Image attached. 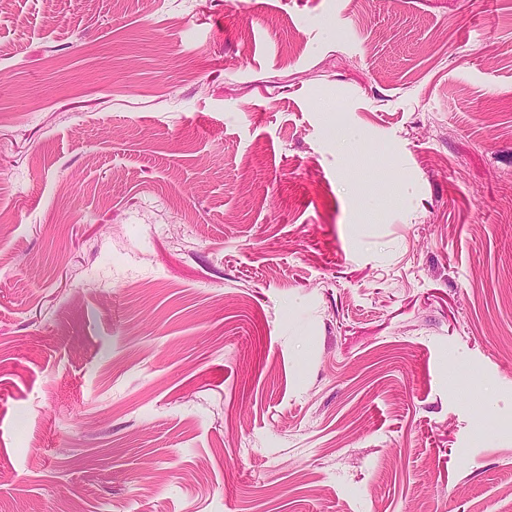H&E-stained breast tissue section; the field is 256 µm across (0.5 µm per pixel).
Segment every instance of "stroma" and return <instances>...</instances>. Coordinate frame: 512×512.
Returning <instances> with one entry per match:
<instances>
[{
	"instance_id": "obj_1",
	"label": "stroma",
	"mask_w": 512,
	"mask_h": 512,
	"mask_svg": "<svg viewBox=\"0 0 512 512\" xmlns=\"http://www.w3.org/2000/svg\"><path fill=\"white\" fill-rule=\"evenodd\" d=\"M0 45V512H512V0Z\"/></svg>"
}]
</instances>
